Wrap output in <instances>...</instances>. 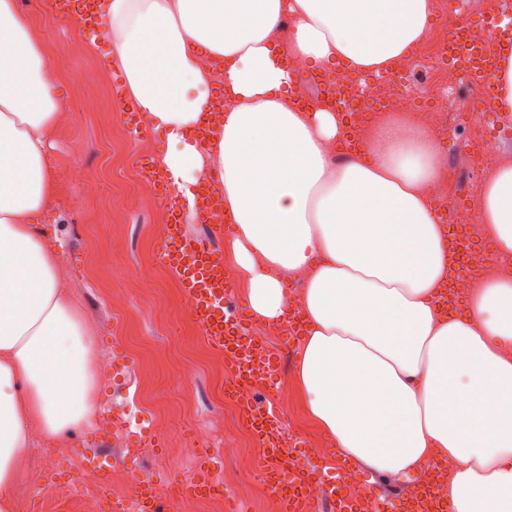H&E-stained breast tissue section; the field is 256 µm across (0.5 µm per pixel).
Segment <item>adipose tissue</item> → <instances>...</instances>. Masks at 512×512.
Masks as SVG:
<instances>
[{
    "instance_id": "obj_1",
    "label": "adipose tissue",
    "mask_w": 512,
    "mask_h": 512,
    "mask_svg": "<svg viewBox=\"0 0 512 512\" xmlns=\"http://www.w3.org/2000/svg\"><path fill=\"white\" fill-rule=\"evenodd\" d=\"M294 14L289 42L280 19ZM433 0H105L114 61L144 119L167 133L158 163L188 189L219 173L233 264L253 317L288 320L286 278L307 277L294 383L310 420L384 477L447 463L450 512H512V162L478 194L496 271L463 311L443 305L455 262L440 142L370 114L341 161V113L298 104L287 58L316 73L381 72L427 36ZM224 90L235 105L208 143L194 129ZM63 106L17 0H0V512H12L32 432L63 437L97 412L92 339L35 225L52 198L47 135Z\"/></svg>"
}]
</instances>
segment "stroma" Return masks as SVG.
<instances>
[{"label": "stroma", "mask_w": 512, "mask_h": 512, "mask_svg": "<svg viewBox=\"0 0 512 512\" xmlns=\"http://www.w3.org/2000/svg\"><path fill=\"white\" fill-rule=\"evenodd\" d=\"M31 19L44 49L61 39L80 38L87 50L78 58L56 62L53 85L65 104L48 135L56 194L43 225L61 244L59 271L92 330L96 359L98 410L90 427L77 430L74 454L54 456L53 442L33 437L22 458V478L15 490L13 512H72L73 496L88 497L75 473L80 460L100 466L103 480L112 467L147 474L164 484L178 485L197 473L196 459L174 456L179 442L195 431L210 430L208 453H217L225 428L238 416L224 403V371L201 330L181 306L178 277L159 261L169 239L165 203L148 201L123 215L112 212V194L134 192L138 171L155 165L167 139L154 127L138 128L130 115L118 111L116 91L124 87L120 67L107 68L102 57L111 43L78 31L60 0H18ZM472 93L463 87L446 95L447 130L442 148L448 171L479 188L483 174L468 157L483 134L470 118ZM82 167L84 180L68 182L66 163ZM130 289L125 312L113 310L108 295ZM189 388L191 406L181 403ZM168 414V432H156L153 417ZM132 415L126 432L113 431L111 416ZM287 438L307 450L327 443V436L308 419L299 393L288 401ZM158 443L150 457L124 463V448L141 435Z\"/></svg>", "instance_id": "stroma-1"}]
</instances>
